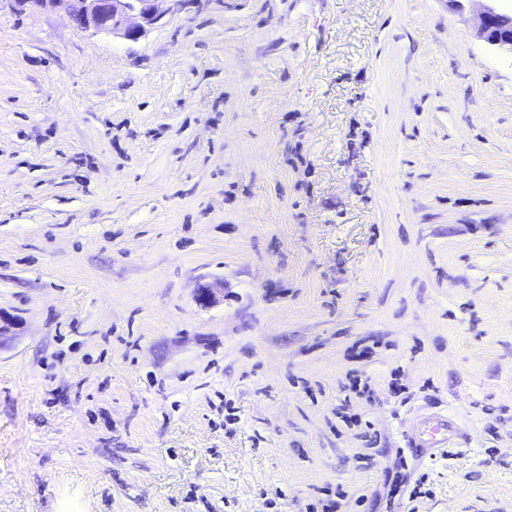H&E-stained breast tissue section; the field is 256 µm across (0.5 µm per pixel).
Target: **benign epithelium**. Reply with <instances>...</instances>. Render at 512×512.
<instances>
[{"label":"benign epithelium","mask_w":512,"mask_h":512,"mask_svg":"<svg viewBox=\"0 0 512 512\" xmlns=\"http://www.w3.org/2000/svg\"><path fill=\"white\" fill-rule=\"evenodd\" d=\"M18 12L45 9L64 12L80 29L107 31L125 40H138L160 23L165 12L159 0H10ZM477 36L488 45L512 52V11L501 0H484Z\"/></svg>","instance_id":"1"}]
</instances>
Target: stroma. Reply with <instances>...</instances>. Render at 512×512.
Wrapping results in <instances>:
<instances>
[{
    "instance_id": "35a3bbf8",
    "label": "stroma",
    "mask_w": 512,
    "mask_h": 512,
    "mask_svg": "<svg viewBox=\"0 0 512 512\" xmlns=\"http://www.w3.org/2000/svg\"><path fill=\"white\" fill-rule=\"evenodd\" d=\"M159 8L130 42L0 0V512H512L479 0ZM426 412L463 439L406 447Z\"/></svg>"
}]
</instances>
